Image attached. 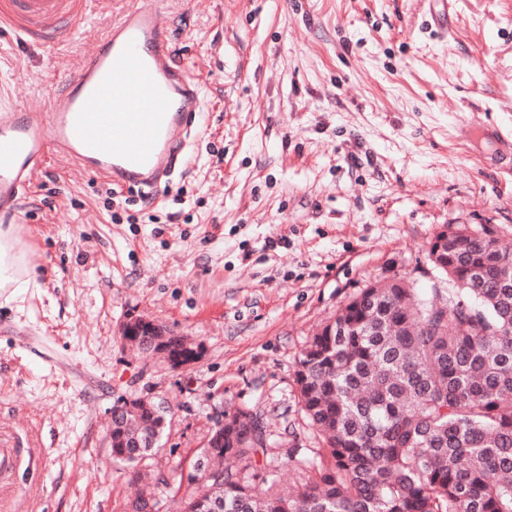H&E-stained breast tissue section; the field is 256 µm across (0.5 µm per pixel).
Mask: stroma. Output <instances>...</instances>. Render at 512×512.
Listing matches in <instances>:
<instances>
[{"label": "stroma", "instance_id": "obj_1", "mask_svg": "<svg viewBox=\"0 0 512 512\" xmlns=\"http://www.w3.org/2000/svg\"><path fill=\"white\" fill-rule=\"evenodd\" d=\"M133 8L159 13L209 122L136 224L64 158L34 174L14 221L38 285L20 304L0 292V447L18 455L0 512H129L141 484L179 483L221 409L269 424L241 474L293 487L292 455L319 447L294 382L307 338L371 283L430 297L445 225L512 249V173L490 167L488 137L512 136V0H464L443 39L429 0H99L62 49L0 33V93L47 109ZM131 317L200 359L176 370L125 345ZM131 396L173 419L164 448L123 467L106 434Z\"/></svg>", "mask_w": 512, "mask_h": 512}]
</instances>
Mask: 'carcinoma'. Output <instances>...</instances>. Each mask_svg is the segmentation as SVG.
<instances>
[{"mask_svg": "<svg viewBox=\"0 0 512 512\" xmlns=\"http://www.w3.org/2000/svg\"><path fill=\"white\" fill-rule=\"evenodd\" d=\"M432 265L445 302L403 279L364 288L305 343L294 381L324 452L294 459V495L273 473L261 491L240 476L270 433L263 415L226 410L213 476L169 488L181 512H512V252L450 226ZM167 425L151 404L112 423V461L151 455L132 437Z\"/></svg>", "mask_w": 512, "mask_h": 512, "instance_id": "1", "label": "carcinoma"}]
</instances>
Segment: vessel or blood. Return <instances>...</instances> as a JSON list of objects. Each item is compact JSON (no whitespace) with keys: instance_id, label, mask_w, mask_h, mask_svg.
Wrapping results in <instances>:
<instances>
[{"instance_id":"1","label":"vessel or blood","mask_w":512,"mask_h":512,"mask_svg":"<svg viewBox=\"0 0 512 512\" xmlns=\"http://www.w3.org/2000/svg\"><path fill=\"white\" fill-rule=\"evenodd\" d=\"M94 0H0V31L55 49L71 40ZM204 84L172 54L159 15L136 8L113 25L48 110L0 98V216L17 214L32 172L67 159L127 194L157 198L172 184L182 131L203 125Z\"/></svg>"}]
</instances>
